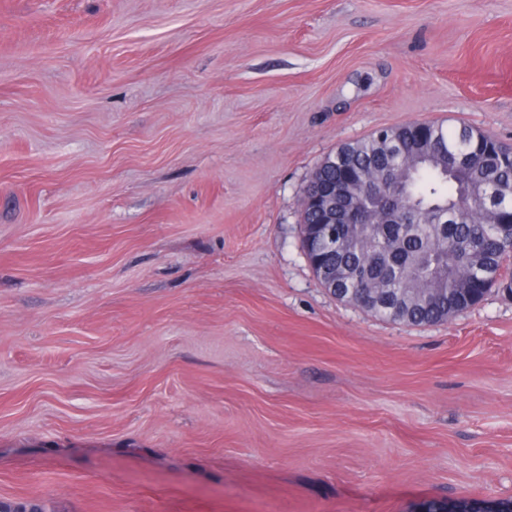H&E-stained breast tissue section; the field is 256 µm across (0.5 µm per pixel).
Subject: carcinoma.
<instances>
[{
	"label": "carcinoma",
	"instance_id": "cac0c4a2",
	"mask_svg": "<svg viewBox=\"0 0 512 512\" xmlns=\"http://www.w3.org/2000/svg\"><path fill=\"white\" fill-rule=\"evenodd\" d=\"M386 133L383 141L372 134L346 144L349 164L371 181L387 161L390 141L406 154L432 153L392 191L395 204L420 223L365 225L366 235L328 261L365 266L380 250L392 264L389 278L382 284L360 278L343 287L373 316L416 326L445 321L496 287L512 294V281L502 274L512 264V216L482 192L489 182L512 187V148L472 127L442 122L434 141L423 145L404 128ZM445 211L448 223H432Z\"/></svg>",
	"mask_w": 512,
	"mask_h": 512
}]
</instances>
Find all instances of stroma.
Returning <instances> with one entry per match:
<instances>
[{
    "instance_id": "obj_1",
    "label": "stroma",
    "mask_w": 512,
    "mask_h": 512,
    "mask_svg": "<svg viewBox=\"0 0 512 512\" xmlns=\"http://www.w3.org/2000/svg\"><path fill=\"white\" fill-rule=\"evenodd\" d=\"M512 147V0H0V503L512 512V295H332L302 199L410 122Z\"/></svg>"
}]
</instances>
